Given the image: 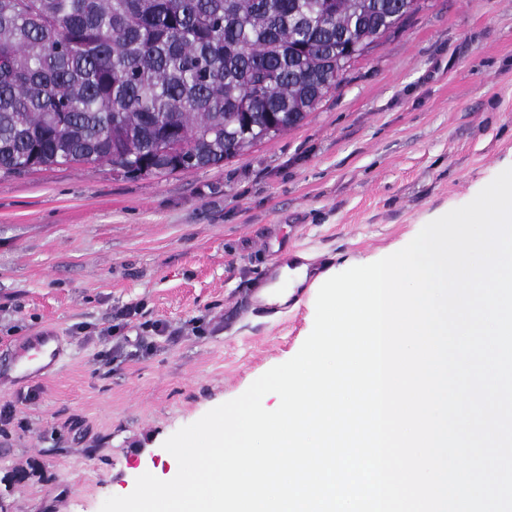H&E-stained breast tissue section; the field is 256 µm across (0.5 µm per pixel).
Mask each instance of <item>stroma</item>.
<instances>
[{"mask_svg": "<svg viewBox=\"0 0 512 512\" xmlns=\"http://www.w3.org/2000/svg\"><path fill=\"white\" fill-rule=\"evenodd\" d=\"M420 4L301 126L224 166L0 174V372L25 337L67 346L53 374L0 383V512H100L144 473L175 477L164 441L313 328L306 282L278 316L240 311L272 263L375 262L512 167V0ZM129 304L122 362L96 373L99 331Z\"/></svg>", "mask_w": 512, "mask_h": 512, "instance_id": "stroma-1", "label": "stroma"}]
</instances>
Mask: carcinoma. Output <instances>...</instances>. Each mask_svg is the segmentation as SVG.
I'll list each match as a JSON object with an SVG mask.
<instances>
[{
    "mask_svg": "<svg viewBox=\"0 0 512 512\" xmlns=\"http://www.w3.org/2000/svg\"><path fill=\"white\" fill-rule=\"evenodd\" d=\"M418 0H0V171L220 166L297 127Z\"/></svg>",
    "mask_w": 512,
    "mask_h": 512,
    "instance_id": "carcinoma-1",
    "label": "carcinoma"
}]
</instances>
